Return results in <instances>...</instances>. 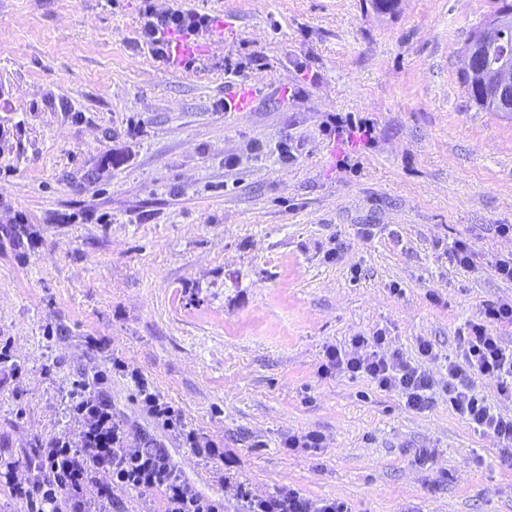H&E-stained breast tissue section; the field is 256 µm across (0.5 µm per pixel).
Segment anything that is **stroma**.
I'll use <instances>...</instances> for the list:
<instances>
[{
    "mask_svg": "<svg viewBox=\"0 0 512 512\" xmlns=\"http://www.w3.org/2000/svg\"><path fill=\"white\" fill-rule=\"evenodd\" d=\"M151 4L223 19L196 69L152 57L139 0H0V459L26 467L73 432L70 394L97 372L156 434L118 358L223 443L220 475L165 439L224 512H243L237 486L284 484L350 512H512V459L440 387L461 328L512 301L494 268L512 255V112L462 86L503 0ZM239 82L254 107L225 111ZM337 117L370 120L372 144H343ZM379 330L434 378L427 408L320 373L328 346ZM309 432L320 447H286Z\"/></svg>",
    "mask_w": 512,
    "mask_h": 512,
    "instance_id": "stroma-1",
    "label": "stroma"
}]
</instances>
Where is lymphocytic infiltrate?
I'll use <instances>...</instances> for the list:
<instances>
[{"mask_svg": "<svg viewBox=\"0 0 512 512\" xmlns=\"http://www.w3.org/2000/svg\"><path fill=\"white\" fill-rule=\"evenodd\" d=\"M144 23L141 36L153 55L175 61L174 39H197L213 28L215 17L194 9L155 13L150 0H141ZM512 326V302L492 303L484 309V320L469 324L461 332V353L448 364L444 384L450 407L480 433L499 440L503 450L512 449V417L498 412L476 389L483 376L495 377L500 398L512 401V346L500 334ZM386 336L377 331L356 336L350 350L329 347L322 372L342 371L368 377L379 388L397 389L410 408L429 402L432 379L418 368L385 350ZM137 399L143 410L164 430L187 445L192 453L208 460H223L215 441L198 436L188 427L180 409L164 400L148 380L133 375ZM72 420L78 441L68 434L49 438L35 449L27 479H19L13 462L0 461V488L20 504L21 512H110L120 493L161 497V512H224V500L199 491L187 482L160 441L138 434L130 423L114 412L99 387L98 377L84 379L70 395ZM110 477L101 485L100 473ZM97 486V500H88V486ZM239 495L245 512H348L336 499H311L283 486L271 492L246 489Z\"/></svg>", "mask_w": 512, "mask_h": 512, "instance_id": "obj_1", "label": "lymphocytic infiltrate"}]
</instances>
